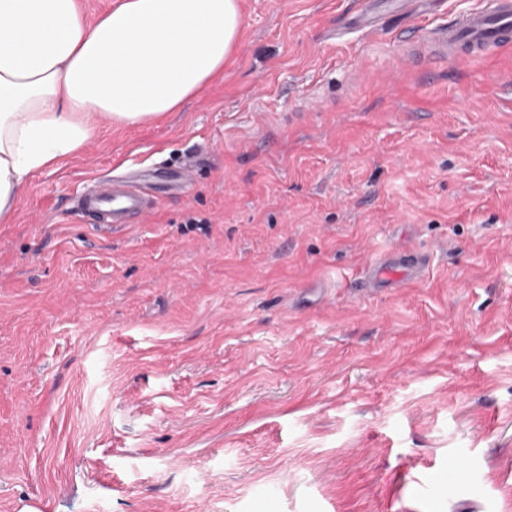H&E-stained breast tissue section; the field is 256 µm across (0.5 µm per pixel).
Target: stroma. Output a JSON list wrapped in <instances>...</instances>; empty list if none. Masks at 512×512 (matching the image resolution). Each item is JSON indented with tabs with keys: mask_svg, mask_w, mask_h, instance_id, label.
I'll use <instances>...</instances> for the list:
<instances>
[{
	"mask_svg": "<svg viewBox=\"0 0 512 512\" xmlns=\"http://www.w3.org/2000/svg\"><path fill=\"white\" fill-rule=\"evenodd\" d=\"M240 2L223 77L0 223V512H512V49L411 56L483 0ZM140 171L145 220L76 211Z\"/></svg>",
	"mask_w": 512,
	"mask_h": 512,
	"instance_id": "35a3bbf8",
	"label": "stroma"
}]
</instances>
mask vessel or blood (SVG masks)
I'll return each mask as SVG.
<instances>
[{"instance_id":"b4317fda","label":"vessel or blood","mask_w":512,"mask_h":512,"mask_svg":"<svg viewBox=\"0 0 512 512\" xmlns=\"http://www.w3.org/2000/svg\"><path fill=\"white\" fill-rule=\"evenodd\" d=\"M422 43L429 57H450L461 63L496 53L512 45V0H484L479 9L427 32ZM77 207L111 213L113 224L121 225L147 215L150 202L137 178L132 177L98 182L93 191L79 199Z\"/></svg>"}]
</instances>
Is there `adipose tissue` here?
<instances>
[{
    "label": "adipose tissue",
    "mask_w": 512,
    "mask_h": 512,
    "mask_svg": "<svg viewBox=\"0 0 512 512\" xmlns=\"http://www.w3.org/2000/svg\"><path fill=\"white\" fill-rule=\"evenodd\" d=\"M241 27L240 0H114L93 21L77 0H0V223L102 125L151 123L199 97Z\"/></svg>",
    "instance_id": "ef3b65f1"
}]
</instances>
